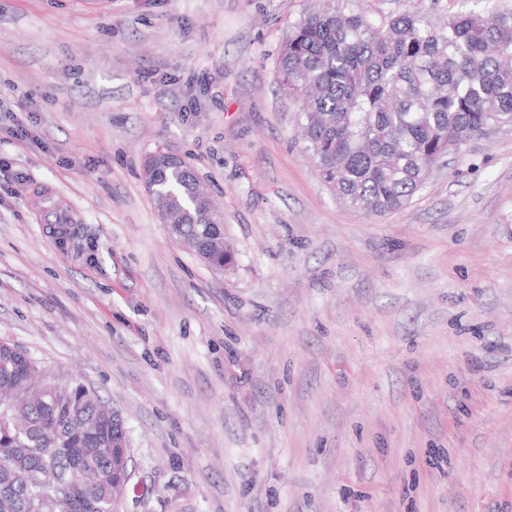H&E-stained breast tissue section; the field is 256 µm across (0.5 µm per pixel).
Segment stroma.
Segmentation results:
<instances>
[{"mask_svg": "<svg viewBox=\"0 0 512 512\" xmlns=\"http://www.w3.org/2000/svg\"><path fill=\"white\" fill-rule=\"evenodd\" d=\"M310 5L0 0V341L121 414L120 512H512V128L346 206L277 84ZM160 147L233 269L169 235ZM219 222L215 225V229L212 230L209 237L206 240H199L197 245L193 241H183V246L186 247L190 252H193L197 249L199 250L200 257L203 261L209 262L212 256V247L214 245L223 247L224 251L227 250L229 252H234L233 249L227 242L226 235H223V238H220L221 234H224V224ZM215 240V241H214Z\"/></svg>", "mask_w": 512, "mask_h": 512, "instance_id": "1", "label": "stroma"}]
</instances>
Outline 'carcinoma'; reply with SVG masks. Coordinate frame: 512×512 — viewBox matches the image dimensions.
<instances>
[{
  "label": "carcinoma",
  "mask_w": 512,
  "mask_h": 512,
  "mask_svg": "<svg viewBox=\"0 0 512 512\" xmlns=\"http://www.w3.org/2000/svg\"><path fill=\"white\" fill-rule=\"evenodd\" d=\"M481 13L434 22L422 7L376 19L364 0H330L294 23L281 46L280 92L299 104V124L321 180L345 205L382 215L405 208L427 174L489 129L512 125V7L485 0ZM193 167L168 170L149 192L182 213L180 233L199 237L213 204L186 209ZM22 350L0 353V393L22 385ZM97 394L78 384L0 407V512H111L112 444L119 431ZM103 480L88 487L79 471Z\"/></svg>",
  "instance_id": "carcinoma-1"
}]
</instances>
